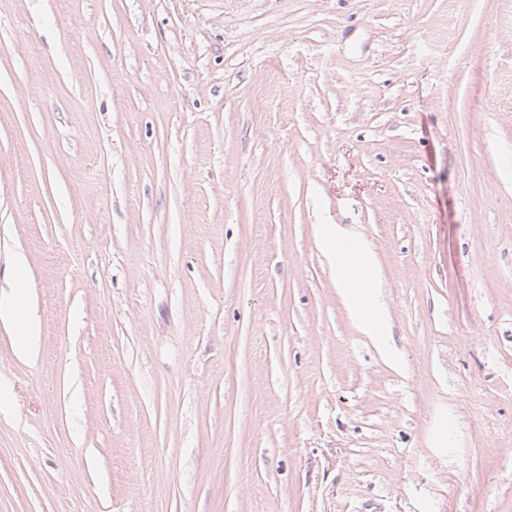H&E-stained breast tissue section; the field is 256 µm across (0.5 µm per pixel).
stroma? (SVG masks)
Returning a JSON list of instances; mask_svg holds the SVG:
<instances>
[{
  "label": "stroma",
  "instance_id": "obj_1",
  "mask_svg": "<svg viewBox=\"0 0 512 512\" xmlns=\"http://www.w3.org/2000/svg\"><path fill=\"white\" fill-rule=\"evenodd\" d=\"M17 254L0 512H512V0H0ZM355 239L343 236L341 229L336 226V235L331 238H321V245L324 251L336 254L335 282L336 287L342 293L346 303L353 312H358L360 308L369 303L373 306V267L367 255L368 251L363 246L354 247ZM343 246H348L363 253L368 262L362 263L364 272L359 273L356 269L346 264L345 260H340V252ZM12 266L15 276L12 278L10 290H0V321L8 323L15 328V351L21 358H30L36 350L39 322L29 313L20 311V294L17 273L25 266V259L16 255Z\"/></svg>",
  "mask_w": 512,
  "mask_h": 512
}]
</instances>
